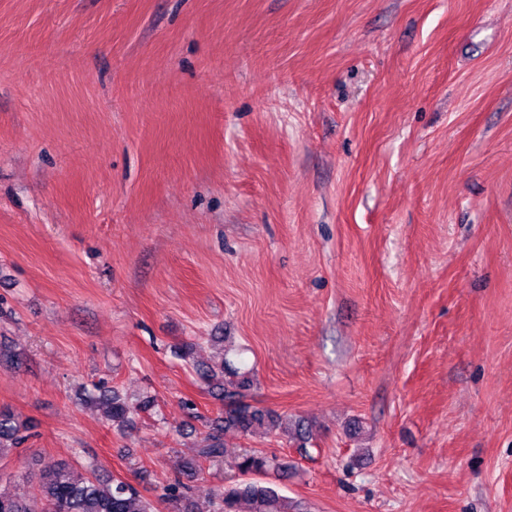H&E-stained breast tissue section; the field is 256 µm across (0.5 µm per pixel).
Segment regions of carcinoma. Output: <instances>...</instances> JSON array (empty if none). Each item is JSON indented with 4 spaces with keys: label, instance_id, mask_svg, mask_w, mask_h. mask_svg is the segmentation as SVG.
<instances>
[{
    "label": "carcinoma",
    "instance_id": "cac0c4a2",
    "mask_svg": "<svg viewBox=\"0 0 512 512\" xmlns=\"http://www.w3.org/2000/svg\"><path fill=\"white\" fill-rule=\"evenodd\" d=\"M201 377L211 394L224 404V417L207 434L206 444L198 448V457L210 462L224 460L228 454L224 433L228 431L253 436L279 429L298 447H306L311 433L305 422L292 423L270 409L245 401V392L254 383L249 372L222 362L217 371L201 369ZM101 403L105 405V421L120 431L132 425L139 413L154 407L151 399L134 404L115 392L103 396ZM30 429L31 425L16 421L12 412L0 409V458L21 447ZM198 467L196 460L184 463L182 476L161 488L157 499L167 503L171 512H194L193 488L188 480L194 478ZM235 467L242 478L214 490L207 512H302L300 504L275 488L249 479L271 471L284 479L290 470L287 463L258 450L244 449L235 453ZM155 500L121 478L101 477L90 466L79 467L65 460L46 465L38 487L31 492L16 482L0 485V512H157Z\"/></svg>",
    "mask_w": 512,
    "mask_h": 512
}]
</instances>
